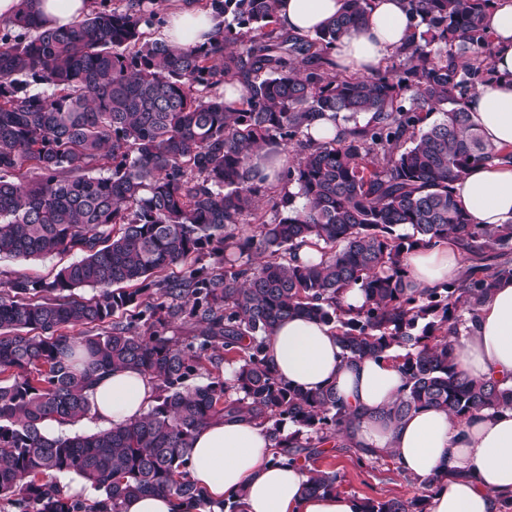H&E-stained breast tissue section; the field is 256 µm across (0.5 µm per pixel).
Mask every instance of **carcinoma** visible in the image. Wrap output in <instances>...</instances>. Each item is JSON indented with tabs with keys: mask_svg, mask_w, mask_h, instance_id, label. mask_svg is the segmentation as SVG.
Instances as JSON below:
<instances>
[{
	"mask_svg": "<svg viewBox=\"0 0 512 512\" xmlns=\"http://www.w3.org/2000/svg\"><path fill=\"white\" fill-rule=\"evenodd\" d=\"M22 2L0 35V258L78 259L50 281L0 279L1 506L122 512L134 495L195 497L196 432L241 413L265 427L274 458L307 469L306 493L336 490V473L314 463L324 446L343 447L346 409L332 387L285 384L266 357L292 315L332 326L348 359L398 363L396 420L427 406L459 423L512 410V388L464 376L453 343L512 278V222L476 224L452 192L470 167L512 156L464 109L492 77V0H408L412 39L371 76L333 73L326 57L363 27L370 0H345L305 37L279 30L277 0H207L223 23L207 44L180 48L148 36L162 0H126L66 28ZM227 80L245 89L232 104L216 92ZM322 117L344 133L312 142ZM266 146L291 154L280 179L297 192L266 185L252 164ZM448 240L465 278L414 288L406 256ZM303 245L319 261H300ZM83 287L97 294H75ZM353 287L366 299L356 311L342 306ZM224 364L230 380L213 374ZM116 368L157 382L148 412L89 435L44 433L47 421L90 415L89 388ZM53 473L79 475L100 497L65 495ZM453 475L362 512H427Z\"/></svg>",
	"mask_w": 512,
	"mask_h": 512,
	"instance_id": "obj_1",
	"label": "carcinoma"
}]
</instances>
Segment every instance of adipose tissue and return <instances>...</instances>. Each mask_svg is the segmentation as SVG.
I'll list each match as a JSON object with an SVG mask.
<instances>
[{"instance_id":"ef3b65f1","label":"adipose tissue","mask_w":512,"mask_h":512,"mask_svg":"<svg viewBox=\"0 0 512 512\" xmlns=\"http://www.w3.org/2000/svg\"><path fill=\"white\" fill-rule=\"evenodd\" d=\"M344 0H278L280 28L312 35L339 14ZM406 0H371L364 30L343 35L331 54L332 68L372 73L409 38ZM161 38L175 46L208 42L218 20L196 0H171ZM491 35L493 78L465 101L470 122L499 148H512V0H492L485 16ZM459 208L475 223L512 222V161L470 167L453 184ZM405 263L413 284L432 288L459 281L466 263L452 243L418 248ZM459 370L476 381L512 386V280L497 283L476 321L456 346ZM274 371L306 391L334 386L350 420L341 436L353 448L390 455L400 472L422 483L443 470H458L433 494L428 512H500L512 496V411L481 413L467 423L447 411L424 407L400 420L390 408L404 378L389 360H346L330 325L291 317L267 345ZM157 384L131 369H115L90 391V426L108 429L142 417L154 404ZM190 477L206 500H242L244 512H362L361 501L339 492L308 495L305 470L274 461L265 429L245 416L210 421L195 435ZM122 512H204L201 502L173 495L127 498Z\"/></svg>"}]
</instances>
